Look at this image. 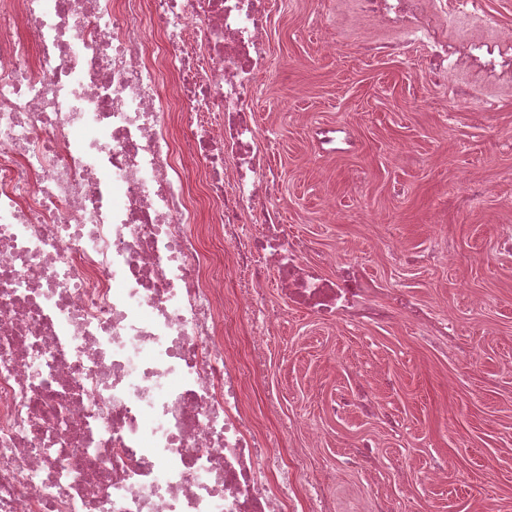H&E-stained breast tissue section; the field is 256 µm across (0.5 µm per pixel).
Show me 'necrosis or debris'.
I'll list each match as a JSON object with an SVG mask.
<instances>
[{
  "mask_svg": "<svg viewBox=\"0 0 512 512\" xmlns=\"http://www.w3.org/2000/svg\"><path fill=\"white\" fill-rule=\"evenodd\" d=\"M349 4L395 34L386 51L422 49L454 108L492 104L460 72L512 82V31L483 0ZM269 25L267 0H0V512H336L304 470L320 436L280 489L247 407L281 320L269 279L317 319H404L454 353L453 313L355 264L325 277L330 256L286 235L252 109ZM233 288V282L231 275L225 274L224 276V291L226 298H224V319L226 317L229 331L233 333L235 338L241 341V345L238 350L236 358L243 363L246 356V338L250 331V327L247 323L246 318L234 308L231 299V289Z\"/></svg>",
  "mask_w": 512,
  "mask_h": 512,
  "instance_id": "obj_1",
  "label": "necrosis or debris"
}]
</instances>
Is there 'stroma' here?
<instances>
[{
  "label": "stroma",
  "instance_id": "stroma-1",
  "mask_svg": "<svg viewBox=\"0 0 512 512\" xmlns=\"http://www.w3.org/2000/svg\"><path fill=\"white\" fill-rule=\"evenodd\" d=\"M270 18L253 110L272 141L288 235L310 241V260L334 253L384 287L453 311L460 342L474 352L457 360L438 354L407 323L365 332L329 325L267 288L283 317L269 338L265 376L246 379L245 388L252 419L270 440V476L297 483L288 453L316 432L323 442L309 468L336 512H367L375 492L396 499L400 512H512V254L496 249L512 226V140L504 136L512 86L485 87L491 111L456 112L442 90L417 82L419 55L362 53L364 40L391 35L352 19L345 0H270ZM312 123L351 127L357 151L320 156ZM473 182L485 192L460 208ZM330 198L341 217L333 224L323 220ZM435 246L452 248L455 263L421 261ZM363 371L381 406L401 419L405 440L376 414L331 418L332 395L357 385ZM271 390L281 401L273 415L264 405ZM360 438L378 445L383 476L375 491L339 465ZM439 457L448 479L431 486L426 474Z\"/></svg>",
  "mask_w": 512,
  "mask_h": 512
}]
</instances>
